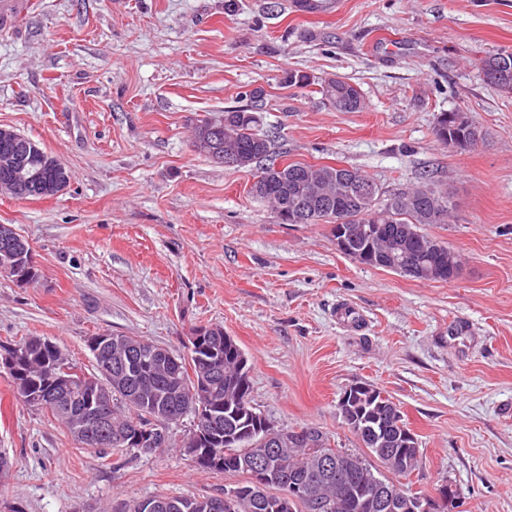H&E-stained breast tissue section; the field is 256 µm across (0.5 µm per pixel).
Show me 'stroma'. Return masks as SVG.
<instances>
[{
    "label": "stroma",
    "mask_w": 512,
    "mask_h": 512,
    "mask_svg": "<svg viewBox=\"0 0 512 512\" xmlns=\"http://www.w3.org/2000/svg\"><path fill=\"white\" fill-rule=\"evenodd\" d=\"M35 0L0 27V125L56 155L71 181L46 199L0 193V224L29 240L38 283L0 274V343L41 336L77 372L89 337L140 336L187 355L216 323L248 357L251 404L275 425L361 444L336 412L356 383L380 388L419 441L404 484L459 493L456 512H512V95L482 57L512 53V0ZM308 76L300 88L287 72ZM359 88L339 112L325 80ZM259 88V129L278 161L346 166L386 193L421 177L453 216L422 233L462 257L460 276L421 282L340 253L330 224H284L250 193L253 174L191 146L193 127ZM486 131L448 149L436 118ZM98 452L15 394L0 368V512H124L164 494L215 496L238 474L179 447Z\"/></svg>",
    "instance_id": "obj_1"
}]
</instances>
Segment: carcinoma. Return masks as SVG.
I'll return each mask as SVG.
<instances>
[{"label":"carcinoma","mask_w":512,"mask_h":512,"mask_svg":"<svg viewBox=\"0 0 512 512\" xmlns=\"http://www.w3.org/2000/svg\"><path fill=\"white\" fill-rule=\"evenodd\" d=\"M484 76L490 77L488 83L500 92L512 94V53H497L481 60ZM322 94L330 104L341 112H355L362 107V95L359 89L346 81L331 79L322 86ZM260 119L254 108L244 106L224 111V135L235 140L242 163L240 169L256 170L255 178L267 189V199L273 211L281 209L285 201L291 200L300 185L309 189L332 191L336 189L338 170L329 165H309L291 163L293 172L285 175L275 169L276 160L271 152V140L268 135L259 132ZM414 196L402 201L400 193L394 192L389 198L397 200L391 209L390 220L379 217L386 201L373 205L356 203L350 196L333 195L330 200L338 208L351 210L350 216L355 224H367L376 228L377 234L370 239L359 241L364 249L384 240L395 241L406 226L415 232L410 240L414 245L413 263L422 268L423 273L414 276L420 281H430L425 274L435 262L436 253L431 251L434 240L420 231L422 224H444L448 219V190L434 183L425 182L414 188ZM202 333L199 344L189 350L190 359L166 355L156 351L155 344L139 336L135 341L144 351L143 361L131 371L112 369V409L108 417L112 425V443H106L99 437L98 430L90 429L85 448L98 451L107 448H123L133 445L135 438L142 433L150 418L158 415L168 417L170 422L180 420L191 413L201 420H209L222 415L221 427L197 440L198 448H222L212 437L224 435L230 431L237 434L232 451L240 457L258 454L262 450L253 428L250 379L242 378L238 368V358L244 351L237 344L226 343L224 328L219 325L196 327ZM25 345L26 355L15 364L10 373L11 382L18 397L37 396L39 402L27 401V404L48 410L66 429H71L70 417L80 415L88 406L96 403L94 392L86 385L75 383V389L68 392L62 404L54 405L55 388L52 387L51 373L70 367V363L61 350L46 338L28 336L20 340ZM218 359L217 375L209 380L206 394L191 393L194 388L193 377L208 370V361ZM383 406L377 399L361 401L354 407V415L360 423L384 424L388 432L402 431L395 422L381 416ZM367 454L355 453L346 448H334L329 438H324L320 447L308 443H293L280 449L273 465L288 478L301 485H311L323 499L334 500L357 490L368 476L375 477L391 485L393 481L384 475L389 471L395 475L407 476L419 464L420 450H405L406 468H391L382 446L369 438L359 437ZM332 452L339 456L340 472H328L323 468V454ZM376 459L375 466L370 459ZM201 469L213 473H239L246 480L231 489L233 497L225 501L223 496H211L202 500L192 496H152L145 500H134L128 505V512H144L142 504L154 502L159 498L176 502L179 508L174 512H272L267 498L277 499L278 495L288 491V487L273 485L267 496L257 490L255 479L243 464L235 463L221 456H214Z\"/></svg>","instance_id":"1"}]
</instances>
